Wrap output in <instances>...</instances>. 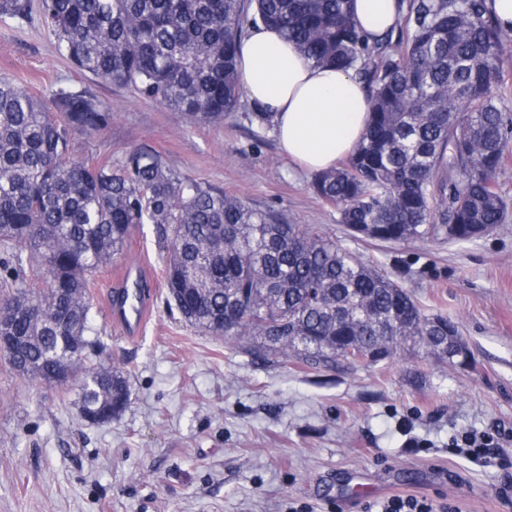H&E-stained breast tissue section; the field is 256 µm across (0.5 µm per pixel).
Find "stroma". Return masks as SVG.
I'll list each match as a JSON object with an SVG mask.
<instances>
[{
  "instance_id": "35a3bbf8",
  "label": "stroma",
  "mask_w": 512,
  "mask_h": 512,
  "mask_svg": "<svg viewBox=\"0 0 512 512\" xmlns=\"http://www.w3.org/2000/svg\"><path fill=\"white\" fill-rule=\"evenodd\" d=\"M1 75L44 98L61 83L83 86L111 105L105 131L74 135L76 157L103 162L147 147L189 177L342 243L429 312L458 321L475 365L401 351L376 365L313 369L228 349L168 303L165 255L146 224L92 290L95 347L129 381L123 412L89 423L76 387L20 377L0 359V512H364L394 494L512 512V495L496 493L512 480V446L504 467L448 451L458 431L512 427V220L468 242L351 238L249 100L221 123H191L81 74L37 15L23 25L0 18ZM129 270L150 284L134 340L106 314L111 283Z\"/></svg>"
}]
</instances>
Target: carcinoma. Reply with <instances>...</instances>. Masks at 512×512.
I'll return each instance as SVG.
<instances>
[{"instance_id":"cac0c4a2","label":"carcinoma","mask_w":512,"mask_h":512,"mask_svg":"<svg viewBox=\"0 0 512 512\" xmlns=\"http://www.w3.org/2000/svg\"><path fill=\"white\" fill-rule=\"evenodd\" d=\"M353 0H40L61 54L103 83L214 124L241 102L237 52L262 24L317 66L352 72L371 101L366 132L315 195L354 238L467 242L504 223L495 174L509 133L498 107L506 42L491 0H399V25L358 27ZM33 0H0V18L32 19ZM112 124L85 88L43 99L0 77V306L12 370L61 386L84 365L83 415L129 401L124 376L97 361L92 276L141 224L166 252L167 301L200 332L266 363L353 364L373 349L438 352L459 323L426 311L401 284L341 243L270 213L135 148L112 163L73 154V134ZM36 261V281L24 263Z\"/></svg>"}]
</instances>
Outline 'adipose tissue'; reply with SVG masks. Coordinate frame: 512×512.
<instances>
[{
	"instance_id": "1",
	"label": "adipose tissue",
	"mask_w": 512,
	"mask_h": 512,
	"mask_svg": "<svg viewBox=\"0 0 512 512\" xmlns=\"http://www.w3.org/2000/svg\"><path fill=\"white\" fill-rule=\"evenodd\" d=\"M358 25L379 33L398 23L397 0H354ZM240 84L262 111L273 113L281 150L318 173L335 166L361 140L370 106L361 83L341 70L321 69L274 29H251L239 52Z\"/></svg>"
}]
</instances>
